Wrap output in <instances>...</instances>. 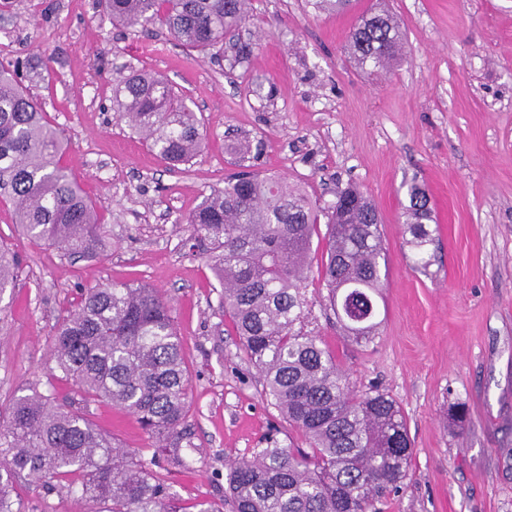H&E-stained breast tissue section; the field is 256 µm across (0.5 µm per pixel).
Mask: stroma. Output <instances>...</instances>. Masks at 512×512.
Masks as SVG:
<instances>
[{"label": "stroma", "mask_w": 512, "mask_h": 512, "mask_svg": "<svg viewBox=\"0 0 512 512\" xmlns=\"http://www.w3.org/2000/svg\"><path fill=\"white\" fill-rule=\"evenodd\" d=\"M374 0L336 14L308 0H252L255 26L218 56L186 52L161 27L119 30L98 0H13L0 18V64L21 61L29 91L66 137L64 164L91 196L105 237L96 259H66L28 237L0 203V247L20 264L0 295V413L50 379L51 339L78 289L142 283L169 301L182 339L194 450L166 481L181 503L214 501L224 463L303 445L265 396L221 307L222 288L185 219L258 146L257 166L325 205L354 184L377 207L387 275L374 341L347 342L327 309L310 255L308 330L361 388L389 393L405 415L408 476L384 512H512V0H388L404 33L390 69L371 75L347 51ZM138 70L166 75L207 138L193 164L172 167L112 110V84ZM420 184L432 209L431 263L417 264L402 212ZM464 405L462 423L450 416ZM90 418L124 448L149 445L110 402ZM22 512H88L67 489L22 477Z\"/></svg>", "instance_id": "35a3bbf8"}]
</instances>
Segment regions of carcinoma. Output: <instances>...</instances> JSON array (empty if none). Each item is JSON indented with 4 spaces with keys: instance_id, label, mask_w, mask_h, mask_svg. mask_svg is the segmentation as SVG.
<instances>
[{
    "instance_id": "cac0c4a2",
    "label": "carcinoma",
    "mask_w": 512,
    "mask_h": 512,
    "mask_svg": "<svg viewBox=\"0 0 512 512\" xmlns=\"http://www.w3.org/2000/svg\"><path fill=\"white\" fill-rule=\"evenodd\" d=\"M112 24L160 26L192 50L224 45L225 34L253 20L250 0H103ZM403 33L385 9L364 12L349 38L361 66L386 69ZM112 107L143 142L173 166L206 149L196 113L171 82L134 72L112 85ZM63 133L23 87L20 68L0 67V202L33 240L64 258L94 259L104 225L90 197L63 163ZM224 179L186 218L207 242L206 262L223 288L222 306L241 350L259 372L270 404L304 437L309 450L263 448L226 464L231 512H382L407 476L411 442L397 401L358 390L321 337L305 330V283L320 217L321 279L347 340L373 341L375 297L386 250L377 210L358 188L312 205L288 182L252 165ZM404 217L418 263L430 264L428 200L409 188ZM15 258L0 247V294L14 287ZM58 321L52 376L72 382L80 402L105 400L136 417L156 449L147 456L103 436L76 402L32 389L0 425V512L13 509L12 487L24 474L49 487L66 484L91 512H224V503L179 506L166 482L168 464H185L188 374L169 305L155 288L102 283L78 293Z\"/></svg>"
}]
</instances>
